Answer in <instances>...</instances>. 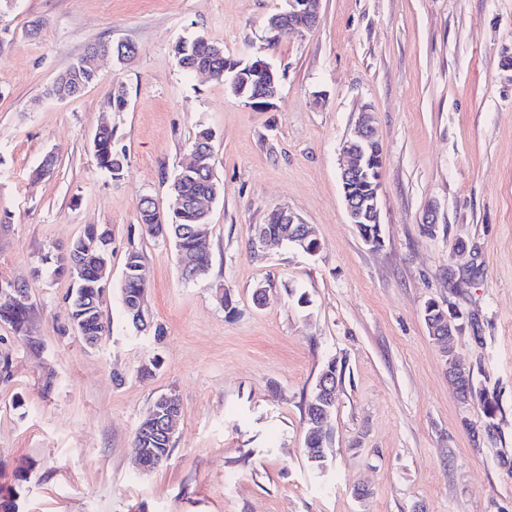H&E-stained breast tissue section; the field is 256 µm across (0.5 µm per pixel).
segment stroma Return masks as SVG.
Masks as SVG:
<instances>
[{"mask_svg":"<svg viewBox=\"0 0 512 512\" xmlns=\"http://www.w3.org/2000/svg\"><path fill=\"white\" fill-rule=\"evenodd\" d=\"M282 5L0 0V283L28 296L22 327L0 320V488L18 486V512H512V0H321L312 31L269 49L263 22ZM199 36L230 58L263 53L274 107L180 67L176 44ZM99 41L136 53L100 60L79 96L49 97ZM118 84L128 106L113 112ZM365 106L383 152L377 247L339 179ZM104 120L127 158L116 179L92 150ZM202 128L224 192L211 265L187 280L137 203L168 209ZM48 154L53 172L36 177ZM278 207L315 228V255L256 239ZM91 224L112 231L110 333L94 345L53 272ZM132 251L148 278L140 325L122 302ZM431 299L466 316L453 352L498 405L494 435L448 379ZM332 358L344 376L319 472L303 412ZM165 393L181 403L171 459L144 471L134 435Z\"/></svg>","mask_w":512,"mask_h":512,"instance_id":"35a3bbf8","label":"stroma"}]
</instances>
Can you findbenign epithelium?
<instances>
[{
  "instance_id": "benign-epithelium-1",
  "label": "benign epithelium",
  "mask_w": 512,
  "mask_h": 512,
  "mask_svg": "<svg viewBox=\"0 0 512 512\" xmlns=\"http://www.w3.org/2000/svg\"><path fill=\"white\" fill-rule=\"evenodd\" d=\"M317 0H285L283 9L264 22V41L269 46L277 44L289 35L302 36L313 29L318 21ZM112 56L122 62L132 56V47L120 44L99 49L89 48L73 65V73L80 74L96 71L95 61L100 57ZM224 75L237 85L243 81L255 89V94L245 98V102L257 110H265L273 106L276 86L279 80L273 66L262 56H255L247 61L224 60ZM340 152L346 158V164L340 168V181L346 211L350 223L361 230L364 242L373 247L381 244V200L383 166L382 148L377 138L375 113L368 107L358 112L353 136L344 139ZM221 193L220 185L216 184L205 195L190 201L182 196H175L172 210L181 212L192 208L201 224L209 223L210 212L206 204L214 201ZM270 223L288 225V236L275 234L269 230H258L261 242L270 241L284 243L289 239L295 243L305 244L303 234L306 229L298 227L302 220L292 211L277 208L271 212ZM430 335L440 337L439 344H444L446 337L457 336L465 328L464 315L455 310H441L437 319L426 320ZM159 407L152 408L149 420L155 433L172 438L174 426L178 421L176 411L179 405L169 396L158 400Z\"/></svg>"
}]
</instances>
